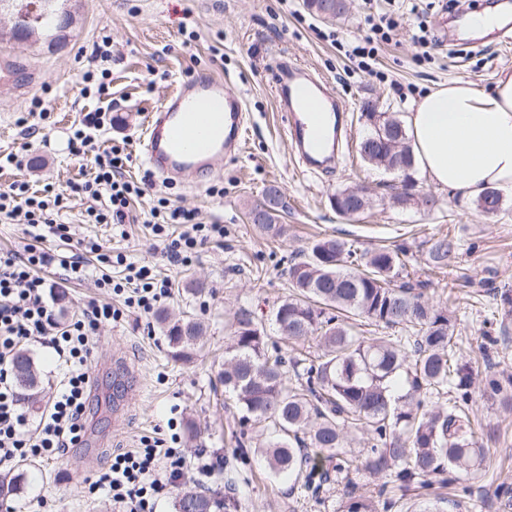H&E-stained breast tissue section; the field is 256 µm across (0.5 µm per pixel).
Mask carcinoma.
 <instances>
[{
  "instance_id": "cac0c4a2",
  "label": "carcinoma",
  "mask_w": 512,
  "mask_h": 512,
  "mask_svg": "<svg viewBox=\"0 0 512 512\" xmlns=\"http://www.w3.org/2000/svg\"><path fill=\"white\" fill-rule=\"evenodd\" d=\"M8 2L11 17L27 32L58 46L61 31L72 23L66 0H0ZM38 4L33 12L30 6ZM307 7L326 20L346 13V0H306ZM361 118L370 126L368 144L358 153L369 164L388 167L389 145L407 140L402 122L366 102ZM273 211L255 223L277 236L286 204L283 194ZM345 219L365 211L369 202L356 199L351 189L330 198ZM497 189L478 198L487 214L500 209ZM458 246L448 236L435 239L428 250L433 268L453 266ZM288 266L292 293L277 306L274 321L297 343L314 336L320 351L296 348L285 359L269 352L268 337L254 313L239 309L233 316V334L224 352L219 381L236 399L240 420L262 427L266 441L259 446L273 477L295 476L308 489L321 485L326 464L346 473V512H388L397 493L413 484H448L451 473L481 469L485 449L475 440L469 402L476 378L461 363L455 336L456 318L446 307L422 299L415 285L396 284L403 268L399 252L388 248L360 251L343 239L325 236L313 240ZM156 321L165 332L170 356L190 362L200 344L203 325L193 317L173 320L160 309ZM381 329L400 328L395 339L365 336L356 322ZM15 381L27 400L36 397L34 362L20 351L13 360ZM294 377H288V372ZM483 391L512 409V374L488 375ZM437 398L434 405L425 397ZM354 425L373 434L376 443L360 458L346 448L347 429ZM369 477L376 495L361 492L360 479ZM24 474H0V508L22 491ZM234 507L203 491L186 490L174 502V512H218Z\"/></svg>"
}]
</instances>
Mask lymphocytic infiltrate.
I'll return each instance as SVG.
<instances>
[{
  "label": "lymphocytic infiltrate",
  "instance_id": "lymphocytic-infiltrate-1",
  "mask_svg": "<svg viewBox=\"0 0 512 512\" xmlns=\"http://www.w3.org/2000/svg\"><path fill=\"white\" fill-rule=\"evenodd\" d=\"M404 13L395 9L367 14L369 32L355 41L331 33L332 43L362 74L377 76L379 50L396 36ZM127 157L119 147H111L95 158L91 178L71 182L65 190L52 185L31 189L28 182L16 181L0 190V216L24 225L29 241L23 253L0 252V464L25 457L55 458L78 447L85 433V413L91 378L86 358L101 329L122 318L126 310L152 312L169 293L166 280L157 279L150 265H134L124 283L98 278L97 287L121 296L122 307L93 301L81 319L59 326L48 304V284L37 276L48 255L40 248L47 235L69 237V225L59 223V213L76 199L91 200L86 210L91 223L108 224L123 230L137 223L134 202L144 190L121 177ZM148 222L173 262H191L199 244L224 235L219 223L207 224L196 211L172 204L169 198L154 200ZM34 340L56 351L66 373L46 413L36 427H29L18 408L11 360L17 348ZM188 457L180 449L160 439L142 438L139 446L113 454L107 472L93 483V490L105 491L119 512H155L157 501L168 487L183 479Z\"/></svg>",
  "mask_w": 512,
  "mask_h": 512
}]
</instances>
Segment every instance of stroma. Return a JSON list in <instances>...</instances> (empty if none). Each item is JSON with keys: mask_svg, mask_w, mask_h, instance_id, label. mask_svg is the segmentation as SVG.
<instances>
[{"mask_svg": "<svg viewBox=\"0 0 512 512\" xmlns=\"http://www.w3.org/2000/svg\"><path fill=\"white\" fill-rule=\"evenodd\" d=\"M349 10L326 21L308 10L304 0H74L73 22L61 47L51 49L10 35L0 36V50L23 63L33 81L20 91L0 84V187L28 180L35 187L50 183L64 189L91 174V161L72 157L67 141L72 126L86 113L101 110L111 119L96 140L97 147L125 142L129 160L126 179L143 183L145 195L136 210H148L156 196L196 210L204 221L220 220L224 238L201 245L192 262L173 266L163 256L149 225H127L126 238L113 236L103 224L85 221V204L74 203L60 220L72 227V237H47L46 251L70 255L77 241L94 240L126 255L128 262L149 260L172 282L161 308L173 317L201 319L206 331L203 346L192 362H174L168 342L154 314L132 313L104 328L86 362L93 381L86 430L95 446L69 449L63 456L37 459L28 470L17 512H113L104 493H92L89 482L105 471L117 449L133 448L141 437L177 436L179 448L191 455L192 467L180 483L170 486L158 512H173L172 503L183 488L193 487L237 503L236 512H345L344 482L331 473L320 492L291 479H272L257 448L261 442L252 425L239 422L235 406L224 403L217 373L230 324L239 307L250 308L264 332L282 352L291 345L273 321L277 303L288 296L286 270L292 255L309 241L333 235L360 249L400 248L408 272L420 283L425 301L445 306L457 319L461 353L481 376L512 370V307L501 296L512 292V194L502 196L498 213H484L476 199L441 190L418 177L417 190L434 196L435 210L402 208L392 202L394 176L369 165L358 154L367 131L360 113L366 101L405 118L413 101L426 89L453 80L490 86L495 76L512 73V41L485 36L481 48L459 53L457 46L439 43L423 50L412 35L419 19L434 23L449 0H421L419 14H405L397 43L383 46L379 80L350 72L349 62L326 33L351 38L366 34L361 0H348ZM109 40V61L93 59L102 40ZM222 53L223 65L212 61ZM304 65L328 80L349 107L351 137L333 173L304 172L289 155L285 122L277 109L273 74L280 60ZM109 71V94H82L85 72ZM199 73L223 77L227 88L243 97L249 114L244 149L218 162L217 173L202 188L169 185L148 173L138 140L149 113L165 103L172 87ZM404 93H397V85ZM41 98L46 116L31 113ZM28 150L35 163L27 169L8 164L5 157ZM284 194L287 211L283 236L260 233L249 219L250 210L269 186ZM363 185L372 193L370 208L347 220L336 214L330 197L337 189ZM446 235L458 243L459 259L440 272L428 262L433 238ZM63 270L44 268L53 284L49 299L60 322L80 317L83 307L102 293L93 280L58 288ZM202 287V296L190 293ZM41 386L36 403H23L29 426L46 412L62 378L54 351L29 342ZM126 375L133 396L112 401L108 389L115 374ZM474 431L487 450L477 475H457L442 488L449 500L446 512H512V502L497 496L496 484H512V410L497 399L473 390ZM201 427L196 441H188L187 421ZM210 465L208 474L198 473Z\"/></svg>", "mask_w": 512, "mask_h": 512, "instance_id": "1", "label": "stroma"}]
</instances>
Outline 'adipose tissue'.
<instances>
[{
    "label": "adipose tissue",
    "mask_w": 512,
    "mask_h": 512,
    "mask_svg": "<svg viewBox=\"0 0 512 512\" xmlns=\"http://www.w3.org/2000/svg\"><path fill=\"white\" fill-rule=\"evenodd\" d=\"M405 121L415 165L430 183L468 197L490 187L512 193V74L486 89L437 85Z\"/></svg>",
    "instance_id": "1"
}]
</instances>
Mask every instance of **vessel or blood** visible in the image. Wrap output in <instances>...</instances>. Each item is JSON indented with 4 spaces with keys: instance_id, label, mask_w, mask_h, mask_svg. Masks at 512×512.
<instances>
[{
    "instance_id": "b4317fda",
    "label": "vessel or blood",
    "mask_w": 512,
    "mask_h": 512,
    "mask_svg": "<svg viewBox=\"0 0 512 512\" xmlns=\"http://www.w3.org/2000/svg\"><path fill=\"white\" fill-rule=\"evenodd\" d=\"M274 92L286 118V146L306 170L335 167L349 135L347 109L326 80L294 62H282ZM247 135L244 101L222 78L197 74L183 80L152 113L140 142L151 171L166 181L198 186L212 176V161L236 157Z\"/></svg>"
}]
</instances>
